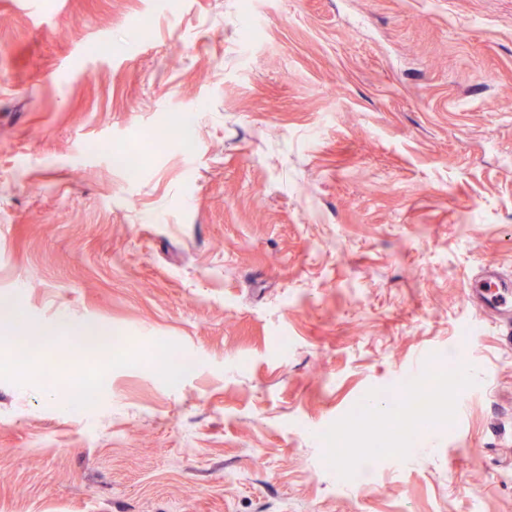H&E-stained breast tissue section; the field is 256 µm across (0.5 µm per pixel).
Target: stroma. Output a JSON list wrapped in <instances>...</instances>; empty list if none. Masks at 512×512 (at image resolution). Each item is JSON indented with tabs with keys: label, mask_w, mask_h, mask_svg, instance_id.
<instances>
[{
	"label": "stroma",
	"mask_w": 512,
	"mask_h": 512,
	"mask_svg": "<svg viewBox=\"0 0 512 512\" xmlns=\"http://www.w3.org/2000/svg\"><path fill=\"white\" fill-rule=\"evenodd\" d=\"M487 262L512 0H0V298L121 338L0 339V512H512ZM449 357L429 431L340 480Z\"/></svg>",
	"instance_id": "stroma-1"
}]
</instances>
